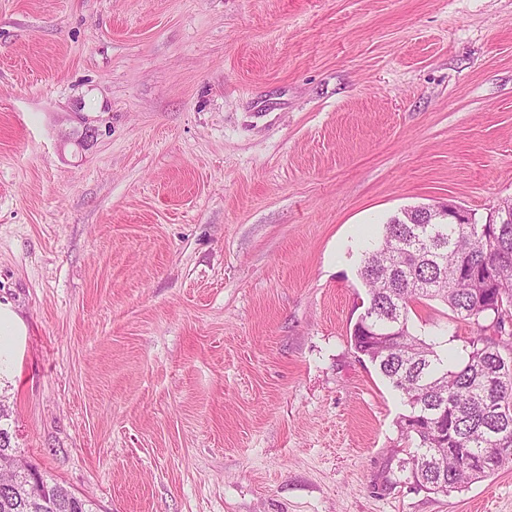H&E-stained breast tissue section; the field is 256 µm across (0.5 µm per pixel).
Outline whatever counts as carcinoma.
I'll return each mask as SVG.
<instances>
[{
  "label": "carcinoma",
  "instance_id": "carcinoma-1",
  "mask_svg": "<svg viewBox=\"0 0 512 512\" xmlns=\"http://www.w3.org/2000/svg\"><path fill=\"white\" fill-rule=\"evenodd\" d=\"M360 277L367 307L351 343L398 391L419 421L402 427L416 442L409 453L408 480L418 490L442 492L487 477L476 458L493 448H512V348L484 336L468 341L462 362L450 367L437 343L414 330L416 306L437 300L456 317L479 321L492 314L496 325L512 317V223L383 225L381 241L365 254ZM500 306L485 309L484 295ZM15 497L0 471V512H93L92 501L50 483L30 462Z\"/></svg>",
  "mask_w": 512,
  "mask_h": 512
}]
</instances>
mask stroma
I'll return each mask as SVG.
<instances>
[{
	"label": "stroma",
	"instance_id": "stroma-1",
	"mask_svg": "<svg viewBox=\"0 0 512 512\" xmlns=\"http://www.w3.org/2000/svg\"><path fill=\"white\" fill-rule=\"evenodd\" d=\"M507 200L512 0H0L11 443L96 512H512L411 486L350 341L391 217ZM25 333L22 318L10 305L0 303V373L9 369Z\"/></svg>",
	"mask_w": 512,
	"mask_h": 512
}]
</instances>
